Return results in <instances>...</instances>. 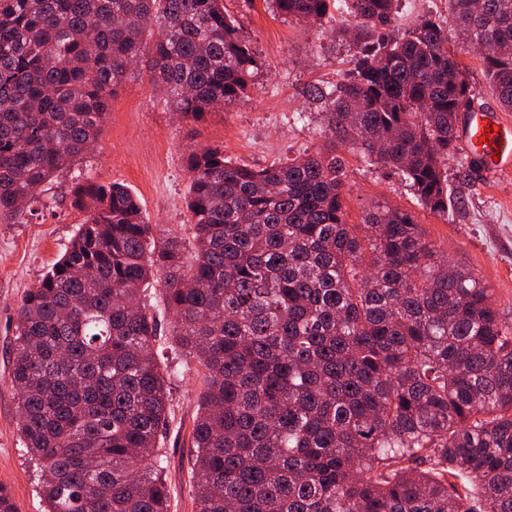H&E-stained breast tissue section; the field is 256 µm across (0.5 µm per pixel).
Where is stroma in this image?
<instances>
[{"label":"stroma","mask_w":512,"mask_h":512,"mask_svg":"<svg viewBox=\"0 0 512 512\" xmlns=\"http://www.w3.org/2000/svg\"><path fill=\"white\" fill-rule=\"evenodd\" d=\"M250 39L259 60L245 100L220 105L202 121L186 120L166 106L142 70L131 71L112 98L104 133L90 152L43 187L40 203L21 224H0V485L17 512H45L37 478L17 434V397L11 382L17 310L27 289L43 277L72 240L84 215L71 204L74 183H120L134 192L149 224L191 241L187 209L189 174L184 157L193 149L219 147L239 164L261 169L319 149L314 125L297 113H317L313 87L336 84L351 67L349 21L334 15L322 26L304 27L273 11L269 0H224ZM448 49L468 72L478 110H499L477 53L449 34ZM344 193L347 220L361 223L381 204L414 214L428 241L461 267L475 271L492 302L512 326V173L489 176L466 167L463 152L445 165L452 206L447 213L419 205L413 190L380 166L349 156ZM169 408L158 447L170 493V512H196L191 475V432L205 388L200 373L182 372L168 354Z\"/></svg>","instance_id":"obj_1"}]
</instances>
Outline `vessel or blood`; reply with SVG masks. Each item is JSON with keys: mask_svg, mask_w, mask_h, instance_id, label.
<instances>
[{"mask_svg": "<svg viewBox=\"0 0 512 512\" xmlns=\"http://www.w3.org/2000/svg\"><path fill=\"white\" fill-rule=\"evenodd\" d=\"M496 125L497 133L486 134L487 125ZM464 149L471 155L483 157L493 170L512 168V121L494 113L472 114L465 133Z\"/></svg>", "mask_w": 512, "mask_h": 512, "instance_id": "b4317fda", "label": "vessel or blood"}]
</instances>
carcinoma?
I'll return each instance as SVG.
<instances>
[{"label": "carcinoma", "mask_w": 512, "mask_h": 512, "mask_svg": "<svg viewBox=\"0 0 512 512\" xmlns=\"http://www.w3.org/2000/svg\"><path fill=\"white\" fill-rule=\"evenodd\" d=\"M298 23L355 20L346 81L311 92L325 150L255 170L187 155L194 255L159 239L122 184L80 183L87 213L17 313V432L45 512H169L152 460L169 393L156 317L200 366L197 512H512V327L477 274L414 215L346 219L353 145L447 213L443 165L475 93L444 22L402 36L399 0H271ZM512 111V0H448ZM157 36L144 41L145 25ZM200 120L247 97L259 63L224 0H0V224L98 141L129 68ZM162 288H164L162 283L158 281L150 285L148 290L145 292V302L148 305L149 312L151 314H157L159 322L161 323L159 333L160 337L156 344V349L159 351H161L162 348L170 345V340L168 339V330L170 322L173 321L171 314L166 313L165 311Z\"/></svg>", "instance_id": "cac0c4a2"}]
</instances>
